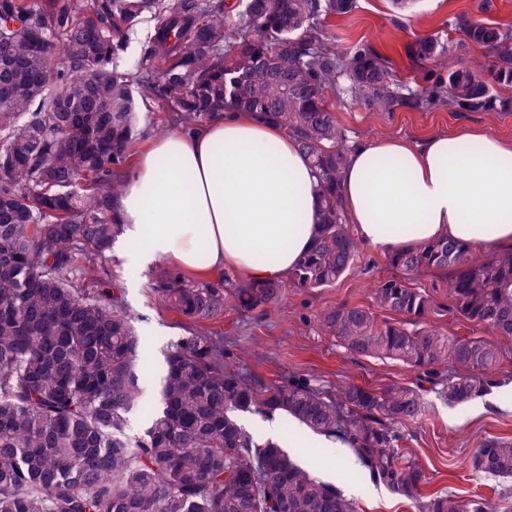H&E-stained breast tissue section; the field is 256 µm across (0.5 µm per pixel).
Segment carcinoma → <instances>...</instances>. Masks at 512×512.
Returning a JSON list of instances; mask_svg holds the SVG:
<instances>
[{
    "mask_svg": "<svg viewBox=\"0 0 512 512\" xmlns=\"http://www.w3.org/2000/svg\"><path fill=\"white\" fill-rule=\"evenodd\" d=\"M355 0H0V512H353L332 485L277 443L254 439L241 413L282 411L348 444L370 476L414 498L425 471L401 462L393 425L425 412L421 386L348 382L335 397L300 381L257 385L224 360V342L193 331L164 353L160 406L127 433L141 400L146 345L121 299L85 282L122 231L114 198L137 148L133 88L184 127L228 110L255 112L293 135L311 158L321 200L319 236L289 283L229 274L196 282L164 273L153 292L194 324L229 307L265 311L286 288H324L352 265L360 241L340 197L345 134L329 95L372 110L424 96L493 111L512 86V31L455 18L482 56L426 91L400 83L368 46L338 51L327 18ZM157 19L135 70H119L133 28ZM435 34L411 45L414 61L447 65ZM400 276L372 291L373 306L340 305L317 321L349 353L400 361L426 377L448 364L450 404L488 391L502 351L479 336L423 322L435 304L416 281L448 275V313L512 338V253L488 255L446 237L387 253ZM473 467L512 478V439L489 438ZM426 512H494L456 495Z\"/></svg>",
    "mask_w": 512,
    "mask_h": 512,
    "instance_id": "cac0c4a2",
    "label": "carcinoma"
}]
</instances>
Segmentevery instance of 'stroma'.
<instances>
[{
	"instance_id": "stroma-1",
	"label": "stroma",
	"mask_w": 512,
	"mask_h": 512,
	"mask_svg": "<svg viewBox=\"0 0 512 512\" xmlns=\"http://www.w3.org/2000/svg\"><path fill=\"white\" fill-rule=\"evenodd\" d=\"M481 2L414 0L409 8L400 10L392 0H356L352 13L334 22L336 46L342 50L371 46L396 63L398 77L412 75L418 84L430 86L442 76L443 70L413 61L410 48L416 37L439 34L449 44L448 66L455 68L460 62L479 57L480 50L450 27L454 17L464 14L512 28V0H492L487 12L481 11ZM336 116L350 145L391 135L420 140L462 125L480 127L493 136L512 141L511 103L484 112L433 100L417 107L397 105L376 112L347 99L337 103ZM125 248L124 241H117L106 253L102 267L108 275L107 288L121 297L137 331L153 341L147 354L148 373L142 397L144 403L153 405L158 401L163 352L171 342L186 335L187 322L165 309L153 294L160 265L132 269L123 256ZM392 274L385 253L364 244L350 270L335 285L287 289L279 306L265 312L227 309L211 329L221 334L224 351L240 372L255 382L300 378L331 396L348 381L372 388L414 382L419 377L417 371L389 360L352 356L335 338L325 335L316 321L320 312L341 304L371 305L373 288ZM418 284L436 303L435 312L427 318L429 325L450 334L480 335V328L473 323L449 315L451 300L446 275L428 272ZM499 343L506 357L493 376L492 388L494 397L503 402V409H482L477 399L453 406L431 387L423 394L425 414L417 421L397 426L396 432L404 458L420 465L429 479L425 494H453L466 499L480 495L496 512H512V480L475 471L472 465L474 451L485 439H512V339L503 337ZM452 414L459 416L458 424L449 423ZM296 431V423L289 416H281V447L290 448L303 467L334 485L354 503L356 512H424L422 500L395 496L375 483L346 449L332 444L325 448H291Z\"/></svg>"
}]
</instances>
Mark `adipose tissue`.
<instances>
[{
  "label": "adipose tissue",
  "mask_w": 512,
  "mask_h": 512,
  "mask_svg": "<svg viewBox=\"0 0 512 512\" xmlns=\"http://www.w3.org/2000/svg\"><path fill=\"white\" fill-rule=\"evenodd\" d=\"M341 199L359 239L381 252L442 237L512 249V144L473 129L367 141L348 153ZM114 209L128 265L162 261L204 278L288 281L319 232L304 150L244 111L153 140Z\"/></svg>",
  "instance_id": "ef3b65f1"
}]
</instances>
